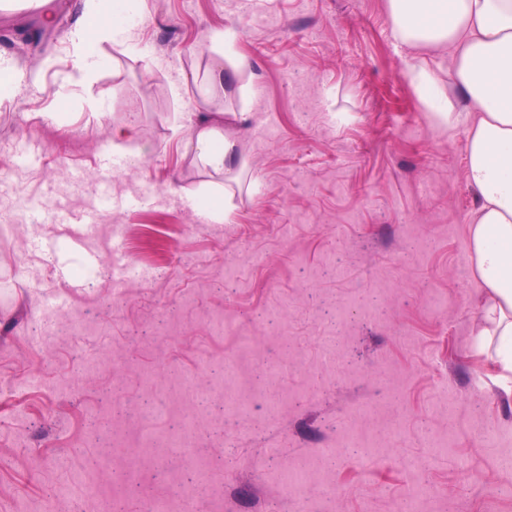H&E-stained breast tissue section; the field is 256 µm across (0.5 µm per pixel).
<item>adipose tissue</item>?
<instances>
[{
  "label": "adipose tissue",
  "mask_w": 512,
  "mask_h": 512,
  "mask_svg": "<svg viewBox=\"0 0 512 512\" xmlns=\"http://www.w3.org/2000/svg\"><path fill=\"white\" fill-rule=\"evenodd\" d=\"M394 34L405 45L433 47L448 57L455 86L465 103L457 108L432 70L409 65L407 74L419 92L433 125H467L466 179L479 206L471 218L468 249L474 274L486 297L472 331L473 346L499 370L498 384L512 393V0H389ZM117 0H85L81 40L94 42L124 30ZM237 33L215 32L211 42L219 58L213 81L249 71L246 56L230 54ZM251 113L237 112L231 125L203 122L193 129L200 161L216 174L242 165L240 133Z\"/></svg>",
  "instance_id": "adipose-tissue-1"
}]
</instances>
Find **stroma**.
Segmentation results:
<instances>
[{"mask_svg":"<svg viewBox=\"0 0 512 512\" xmlns=\"http://www.w3.org/2000/svg\"><path fill=\"white\" fill-rule=\"evenodd\" d=\"M83 10L0 0V56L19 74L0 76V512H53L52 484L74 473L109 488L81 512L172 498L159 474L187 450L171 409L195 424L201 512L289 499L283 467L303 457L323 472L312 507L401 512L420 489V512H512V395L470 341L485 292L468 133L436 129L405 74L416 58L454 92L437 51L398 43L388 0H143L82 76ZM47 11L37 49L15 28ZM228 26L252 67L214 86L210 34ZM242 110L246 168L215 223L202 204L224 179L190 131ZM117 128L132 134L115 152ZM50 320L70 336L48 342ZM275 344L273 382L241 395L227 431L224 357L254 372ZM137 397L157 409L131 424ZM91 416L114 429L102 468L86 466ZM337 428L365 453L321 457Z\"/></svg>","mask_w":512,"mask_h":512,"instance_id":"obj_1","label":"stroma"}]
</instances>
